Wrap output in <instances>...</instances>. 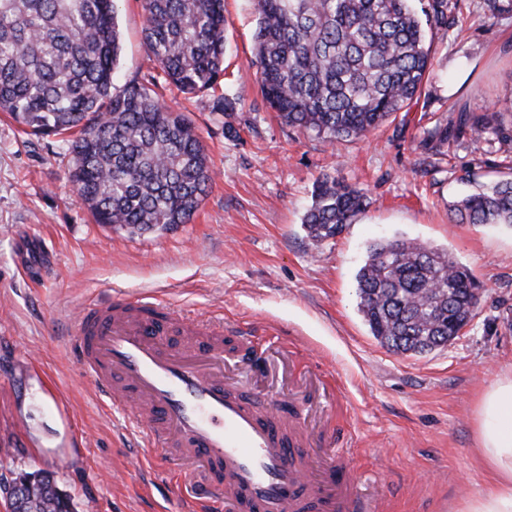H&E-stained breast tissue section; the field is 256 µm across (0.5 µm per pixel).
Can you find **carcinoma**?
<instances>
[{"label":"carcinoma","instance_id":"obj_1","mask_svg":"<svg viewBox=\"0 0 512 512\" xmlns=\"http://www.w3.org/2000/svg\"><path fill=\"white\" fill-rule=\"evenodd\" d=\"M259 86L285 125L329 142L358 139L409 109L432 73L427 32L455 24L449 0H255ZM144 39L165 80L185 95L224 74V0H142ZM116 0H0V112L34 134H68L69 177L98 224L145 233L188 224L214 179L190 121L151 89L113 92L121 52ZM511 112H462L425 132L435 154L457 132L504 135ZM369 204L367 190L319 178L303 225L315 246ZM461 224L512 227V176L451 205ZM359 311L396 353L448 345L475 316L480 286L444 249L411 239L370 246L355 276ZM12 512H71L53 475L40 472Z\"/></svg>","mask_w":512,"mask_h":512}]
</instances>
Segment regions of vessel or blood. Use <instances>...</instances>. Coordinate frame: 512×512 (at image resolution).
<instances>
[{"label":"vessel or blood","instance_id":"b4317fda","mask_svg":"<svg viewBox=\"0 0 512 512\" xmlns=\"http://www.w3.org/2000/svg\"><path fill=\"white\" fill-rule=\"evenodd\" d=\"M186 336L182 346L167 330ZM71 351L97 391L141 433L144 447L196 466L187 512H385L381 491L359 495L355 448L340 434L345 411L337 379L308 384L299 371L287 396L267 394L259 416L232 393L228 371L261 357L247 338L224 344V323L191 318L160 301L117 295L81 307ZM323 407L319 427L305 413Z\"/></svg>","mask_w":512,"mask_h":512}]
</instances>
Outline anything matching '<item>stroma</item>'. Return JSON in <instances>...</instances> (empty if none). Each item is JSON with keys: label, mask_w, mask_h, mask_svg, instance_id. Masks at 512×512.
<instances>
[{"label": "stroma", "mask_w": 512, "mask_h": 512, "mask_svg": "<svg viewBox=\"0 0 512 512\" xmlns=\"http://www.w3.org/2000/svg\"><path fill=\"white\" fill-rule=\"evenodd\" d=\"M485 0H458L457 31L436 36L433 71L409 111L360 140L328 143L280 122L262 98L255 0H224V73L191 96L149 56L140 0H118L115 89L155 90L195 126L216 171L191 223L142 234L95 223L68 177L64 136L34 135L0 113V479L53 473L73 512H180L188 463L130 447L129 432L69 354L78 309L128 293L253 337L264 372L239 365L238 392L287 393L270 343H296L311 374H335L369 480L388 512H457L491 473L474 451L479 397L512 370V228L457 224L451 202L508 176L497 140L420 146L426 129L469 111L512 113V13L485 23ZM227 94L234 111H212ZM331 174L365 187L367 209L313 247L302 224L313 184ZM413 239L448 250L483 291L460 336L423 356L396 354L358 310L355 274L368 246Z\"/></svg>", "instance_id": "1"}]
</instances>
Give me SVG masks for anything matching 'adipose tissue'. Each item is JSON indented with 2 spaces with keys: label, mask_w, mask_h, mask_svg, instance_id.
<instances>
[{
  "label": "adipose tissue",
  "mask_w": 512,
  "mask_h": 512,
  "mask_svg": "<svg viewBox=\"0 0 512 512\" xmlns=\"http://www.w3.org/2000/svg\"><path fill=\"white\" fill-rule=\"evenodd\" d=\"M476 433L478 454L493 481L461 512H512V370L484 392Z\"/></svg>",
  "instance_id": "adipose-tissue-1"
}]
</instances>
